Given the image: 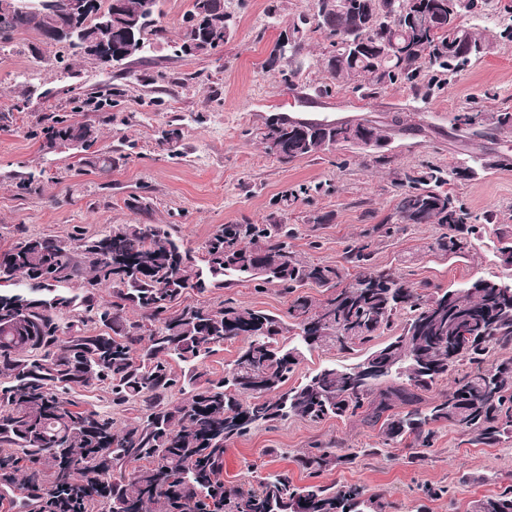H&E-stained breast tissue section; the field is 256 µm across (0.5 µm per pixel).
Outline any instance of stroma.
<instances>
[{
  "instance_id": "35a3bbf8",
  "label": "stroma",
  "mask_w": 512,
  "mask_h": 512,
  "mask_svg": "<svg viewBox=\"0 0 512 512\" xmlns=\"http://www.w3.org/2000/svg\"><path fill=\"white\" fill-rule=\"evenodd\" d=\"M279 12L269 17L267 7ZM191 0H161L165 39L145 58L101 68L74 50L43 44L22 32L0 51V247L17 226L28 233L69 239L94 237L115 224H169L187 247L197 249L220 225L263 224L269 217L295 225V250L311 260L338 264L347 241L379 223L392 209L399 174L448 168L473 157L497 163L449 190L471 215L492 211L469 256L450 258L436 250L440 230L412 224L378 244L373 263L403 274L415 286L455 289L480 278L512 280V265L499 253V231L512 226V130L487 137L455 131L452 119L469 109L512 111V0H488L480 13L463 18L487 49L430 100L405 85L375 99L336 85L324 69L329 41L308 33L297 67L269 66L272 46L293 19L312 14L314 0H224L235 22L232 38L210 54L174 52ZM72 114L98 133L94 150L109 153L110 174H99L90 153L43 147L42 130L53 116ZM273 114L306 119L370 118L383 123L406 117L413 131H391L387 164L370 153L340 147L281 164L265 154L254 132ZM178 127L176 151L162 143ZM510 165H503V158ZM33 176L25 185L24 176ZM297 203L280 209L285 192ZM326 216L323 224L313 223ZM286 316L289 298L278 286L255 291L240 282L221 290L185 295L188 304L216 305L225 299ZM433 448L420 462L402 445H383L379 427L331 418L311 423L291 418L253 431L224 454V478L252 483L288 471L295 484L309 481L296 455L315 440L363 449L353 463L320 473L325 485H358L393 502V512H471L474 501L500 492L512 480V434L495 445L437 426ZM447 493L427 498L424 487Z\"/></svg>"
}]
</instances>
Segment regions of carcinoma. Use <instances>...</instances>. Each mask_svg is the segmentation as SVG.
Wrapping results in <instances>:
<instances>
[{
    "mask_svg": "<svg viewBox=\"0 0 512 512\" xmlns=\"http://www.w3.org/2000/svg\"><path fill=\"white\" fill-rule=\"evenodd\" d=\"M335 0H315L319 27L341 35L367 33L357 56L330 53L325 70L338 84L365 98L398 82L429 99L448 78L484 50L471 28L448 14V0H416L415 17L398 26L375 22L391 0H351L338 12ZM123 25L112 33V51L122 50L129 29L165 38L157 14L142 12V0H123ZM203 16L215 42L233 31L224 0H192L184 21ZM64 18L53 12L0 14V49L16 33L35 32L45 44ZM433 69L438 80L420 82ZM462 112L454 124L478 132L512 129V111L492 115ZM403 124L367 130L378 142ZM45 146L97 141L96 129L63 114L43 130ZM257 136L264 152L287 164L312 156L324 140H348L343 128L312 120L268 117ZM477 174L468 165L430 169L397 182L391 212L345 245L340 265L313 262L292 249L294 228L224 224L194 255L165 224H118L96 237L61 240L32 236L19 226L16 239L0 248V493L18 491L22 510L43 494L50 512H386L389 504L353 485L297 486L286 471L245 489L224 482V453L236 440L290 417L318 423L353 418L381 424L382 444L406 443L410 459L433 447L437 424L459 427L473 441L494 445L512 433V357L487 364L495 348L512 346V300L487 278L467 288L424 291L397 273L378 269V243L394 239L409 224H436V249L466 256L480 225L445 186ZM251 281L257 290L276 284L293 296L288 320L231 299L217 307L183 304V297L210 288ZM75 282L77 298L62 285ZM329 291L316 302L299 289ZM404 315L400 333L373 345ZM99 327L88 330V325ZM243 345L224 377L199 370L226 341ZM335 348L365 350L352 367L325 366L290 386L305 353ZM183 365L178 372L173 364ZM372 366L369 377L356 375ZM256 369L269 397L249 390ZM464 369L443 399L423 404L422 393ZM94 383L110 387L112 405L138 415L118 429L112 417L83 410L65 394ZM335 442L315 441L298 464L315 477L349 463L355 452L337 453ZM474 512H512V486L477 501Z\"/></svg>",
    "mask_w": 512,
    "mask_h": 512,
    "instance_id": "obj_1",
    "label": "carcinoma"
}]
</instances>
